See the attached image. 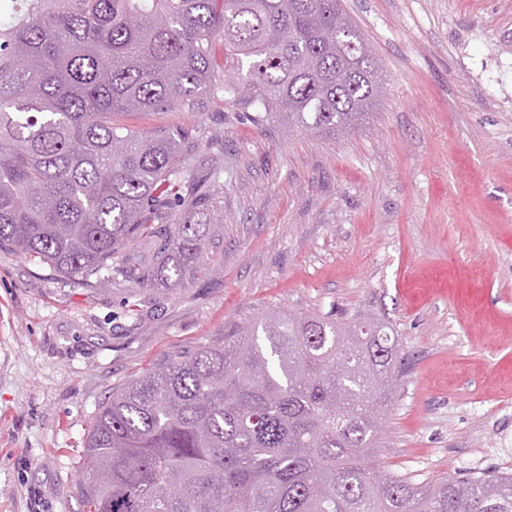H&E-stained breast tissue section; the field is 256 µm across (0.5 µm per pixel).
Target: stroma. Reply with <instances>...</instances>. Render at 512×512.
<instances>
[{"label":"stroma","mask_w":512,"mask_h":512,"mask_svg":"<svg viewBox=\"0 0 512 512\" xmlns=\"http://www.w3.org/2000/svg\"><path fill=\"white\" fill-rule=\"evenodd\" d=\"M342 5L386 86L357 130L224 121L207 94L127 117L187 130L217 202L178 287L82 281L0 248V512H83L81 450L112 391L272 311L388 325L404 366L376 463L417 481L512 472V106L470 73L512 53V0Z\"/></svg>","instance_id":"35a3bbf8"}]
</instances>
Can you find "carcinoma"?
Listing matches in <instances>:
<instances>
[{"instance_id":"carcinoma-1","label":"carcinoma","mask_w":512,"mask_h":512,"mask_svg":"<svg viewBox=\"0 0 512 512\" xmlns=\"http://www.w3.org/2000/svg\"><path fill=\"white\" fill-rule=\"evenodd\" d=\"M384 84L340 0H0V246L84 281L176 287L215 198L182 131L118 117L209 92L258 125L334 134ZM156 224L169 232L140 267L124 249ZM260 328L263 346L245 330L112 392L83 448L84 512H512L511 473L419 483L371 461L399 375L386 325L275 313Z\"/></svg>"}]
</instances>
